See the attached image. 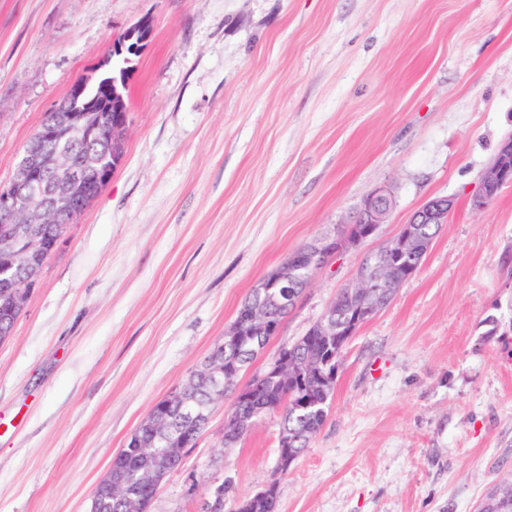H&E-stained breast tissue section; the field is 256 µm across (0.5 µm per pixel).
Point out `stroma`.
<instances>
[{"instance_id": "obj_1", "label": "stroma", "mask_w": 512, "mask_h": 512, "mask_svg": "<svg viewBox=\"0 0 512 512\" xmlns=\"http://www.w3.org/2000/svg\"><path fill=\"white\" fill-rule=\"evenodd\" d=\"M121 163L0 344V512H88L113 456L291 253L375 189L377 240L317 269L259 372L429 198L455 208L420 270L347 342L328 417L277 475L280 418L224 445L232 398L147 512L278 481V512H476L512 477V185L471 201L512 134V0H0V186L115 38Z\"/></svg>"}]
</instances>
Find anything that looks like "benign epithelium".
<instances>
[{
  "label": "benign epithelium",
  "instance_id": "1",
  "mask_svg": "<svg viewBox=\"0 0 512 512\" xmlns=\"http://www.w3.org/2000/svg\"><path fill=\"white\" fill-rule=\"evenodd\" d=\"M116 115L109 117L97 107L85 108L64 102L52 112L48 126L38 130L25 148L12 181L0 187V288L10 294V305L21 310L38 281L42 262L39 253L46 248L43 225L51 218L81 215L92 176L103 178L113 164L122 158L129 121L122 103H112ZM55 141L68 147L76 143L90 146L75 163L65 151L50 150L47 143ZM512 185V136L503 140L484 173L482 191L472 200L475 209H482L498 189ZM392 204V193L379 187L366 197L360 208L347 222L339 238L318 239L307 245L309 262L285 260L274 270L273 283L288 292H274L270 300L278 306L293 309L311 280L312 263L319 257L335 254L344 248L358 247L377 236L379 227L386 223ZM455 207L451 197H433L427 200L401 225L399 233L387 241L382 249L363 255L346 293L356 299L355 308L348 313L342 325L344 335L353 336L371 318L386 306L403 282L413 277L417 267L406 268V274L397 275L393 266L406 256L422 251L424 243L421 225L447 223ZM214 382L213 400L224 399L222 368L201 366ZM151 455L155 467L142 472L138 482L157 488L170 472L168 451L143 448ZM108 492H121L127 503V512H141V501L128 490V482L112 480L107 475Z\"/></svg>",
  "mask_w": 512,
  "mask_h": 512
}]
</instances>
